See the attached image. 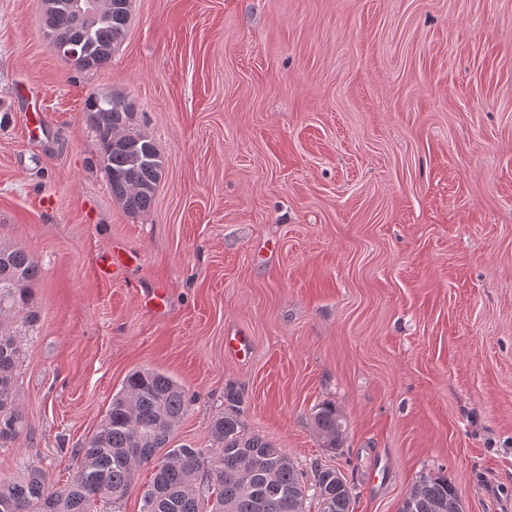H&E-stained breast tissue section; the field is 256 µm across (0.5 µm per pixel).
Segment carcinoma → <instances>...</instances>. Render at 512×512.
Instances as JSON below:
<instances>
[{
  "instance_id": "carcinoma-1",
  "label": "carcinoma",
  "mask_w": 512,
  "mask_h": 512,
  "mask_svg": "<svg viewBox=\"0 0 512 512\" xmlns=\"http://www.w3.org/2000/svg\"><path fill=\"white\" fill-rule=\"evenodd\" d=\"M42 15L45 37L60 36L78 46L70 65L97 71L109 65L122 43L131 0H112V10L98 23L93 39L69 9V0ZM85 119L95 134L112 198L130 214L148 210L164 170L153 141L134 128V105L126 97L93 93L84 102ZM41 275L29 253L18 246L0 247V447L12 445L25 421L15 403L14 381L19 348L13 325L38 321L32 285ZM186 391L170 377L148 369L130 373L96 432L72 453L80 466L69 484L56 489L46 472L32 467L21 483H0V512H96L95 501L112 509L134 488L135 472L153 466L141 512H304L309 499L319 512H353V496L337 469L314 465L313 480L264 437L246 431L242 397L229 388L224 411L211 424L210 448L171 446L173 429L187 411ZM325 447L338 448L345 423L326 403L313 414ZM135 448H150L154 457H136ZM463 512L456 489L445 474H424L404 498L399 512Z\"/></svg>"
}]
</instances>
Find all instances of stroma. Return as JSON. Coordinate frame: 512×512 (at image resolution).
<instances>
[{"mask_svg": "<svg viewBox=\"0 0 512 512\" xmlns=\"http://www.w3.org/2000/svg\"><path fill=\"white\" fill-rule=\"evenodd\" d=\"M41 26L37 0H0V245L41 269L0 482L65 486L150 369L191 398L174 446L210 447L231 385L249 432L340 469L353 512L439 472L465 512H512V0H132L91 72ZM110 90L165 161L135 215L84 118ZM114 250L133 262L98 279ZM313 422L325 447L338 448L345 423L336 407L329 403L320 405L313 414Z\"/></svg>", "mask_w": 512, "mask_h": 512, "instance_id": "1", "label": "stroma"}]
</instances>
